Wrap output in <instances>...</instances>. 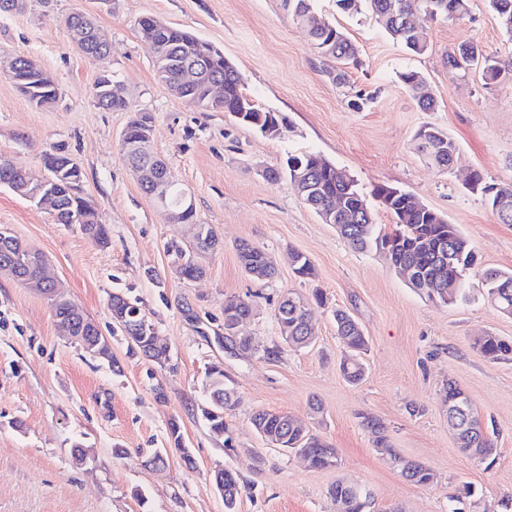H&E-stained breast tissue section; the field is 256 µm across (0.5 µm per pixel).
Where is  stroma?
I'll return each instance as SVG.
<instances>
[{"label": "stroma", "mask_w": 512, "mask_h": 512, "mask_svg": "<svg viewBox=\"0 0 512 512\" xmlns=\"http://www.w3.org/2000/svg\"><path fill=\"white\" fill-rule=\"evenodd\" d=\"M461 19L434 22L416 15L429 50L410 54L368 10L345 14L336 0H315L320 20L342 28L359 49L344 82L337 63L322 57L282 0H26L0 13V55H24L51 73L60 88L54 106L32 107L0 74V155L19 168L42 172L45 154H69L83 171L82 187L111 235L102 249L71 224L7 188H0V225L40 250L59 288L98 323L120 369L91 359L61 336L44 297L0 276V512H224L215 468L239 473L243 491L235 512H336V482L361 485L374 512H502L512 498V362L488 360L474 346L492 334L512 339V316L502 314L481 287L484 268L512 270V224L467 181L480 171L491 183L512 184V36L488 0H472ZM94 16L108 42L106 62L85 57L70 42L64 18ZM152 15L220 49L239 69L246 93L288 119L271 138L229 113L194 108L159 79L138 21ZM463 41L477 44L502 70L494 82L481 68L452 72L448 55ZM108 69L129 99L126 112L100 108L92 86ZM418 72L436 103L420 110L400 75ZM363 95L362 109L351 108ZM149 114L153 148L192 197L195 222L223 242L202 256L205 275L179 279L170 243L189 246L192 226L166 223L121 158V135L132 113ZM446 132L459 150L447 171L415 149L422 126ZM314 151L353 178L363 193L380 184L410 193L441 213L475 247L465 301L444 305L413 288L405 274L375 251L359 252L335 225L322 222L288 180L264 179L265 168L288 155ZM263 249L277 271L256 280L242 268L240 241ZM306 254L316 276H296L293 252ZM129 295L170 348L159 366L132 354L116 330L107 302ZM321 290L311 305L312 347L281 344L275 311L282 295ZM249 297L253 316L241 326L257 355H232L224 333V300ZM349 312L368 338L366 375L343 378L345 347L335 309ZM277 355L265 357V348ZM223 367L239 396L224 419L234 451L211 433L200 407L202 380ZM455 382L489 422L496 451L490 461L464 458L448 423L445 388ZM318 401L312 412L310 401ZM285 412L337 451V466L309 467L301 456L262 440L254 411ZM385 426L390 447L431 470L417 485L379 453L364 415ZM177 419L195 460L186 466L170 450L168 422ZM94 459L78 467L74 443ZM125 456H115V449ZM166 451L157 469L148 460ZM472 496L459 498L463 485ZM146 504H139L137 494Z\"/></svg>", "instance_id": "stroma-1"}]
</instances>
